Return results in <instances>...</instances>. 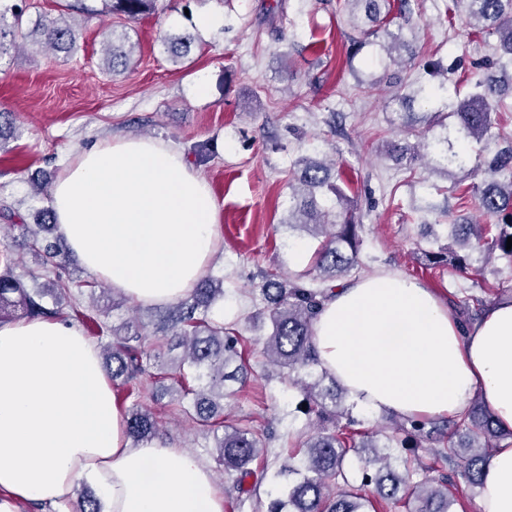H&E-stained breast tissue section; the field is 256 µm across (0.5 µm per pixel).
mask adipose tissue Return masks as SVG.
I'll return each mask as SVG.
<instances>
[{"label": "adipose tissue", "instance_id": "adipose-tissue-1", "mask_svg": "<svg viewBox=\"0 0 512 512\" xmlns=\"http://www.w3.org/2000/svg\"><path fill=\"white\" fill-rule=\"evenodd\" d=\"M51 208L71 254L144 304L185 297L217 248L208 182L150 138H108L70 154ZM322 368L361 406L402 418L461 414L480 394L512 433V299L462 326L422 283L374 274L336 289L314 322ZM89 483L101 512H224L196 454L133 443L98 347L71 322L0 323V512L66 503ZM481 512H512V444L482 475Z\"/></svg>", "mask_w": 512, "mask_h": 512}]
</instances>
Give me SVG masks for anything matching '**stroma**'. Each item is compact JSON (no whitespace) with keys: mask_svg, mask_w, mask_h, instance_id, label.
Instances as JSON below:
<instances>
[{"mask_svg":"<svg viewBox=\"0 0 512 512\" xmlns=\"http://www.w3.org/2000/svg\"><path fill=\"white\" fill-rule=\"evenodd\" d=\"M273 0H162L163 11L124 24L104 14L80 32L73 56L29 53L14 65L0 62V110L11 113L15 132L0 142V206L33 223L49 197L35 198L32 180L55 181L67 153L114 136L155 138L179 148L188 165L209 183L219 215V247L207 268L223 279L224 299L214 319L237 325L252 343L248 377L230 383L224 401L228 422L270 433L269 445L254 462L259 482L241 493L224 476L214 449L196 424L180 413L165 392V381L142 376L135 382L141 405L158 422L161 441L202 457L224 495V512H266L281 493L288 449L309 433L299 410L303 395L287 373H272L263 355L269 325L252 321L267 275L282 280L304 271L294 260L293 242L317 249L319 239L293 235L288 215L294 162L302 156L331 157L357 201L364 230L362 274L392 270L411 277L448 301L454 313L478 293L479 279L499 285L512 298V262L499 259L482 274L452 266L428 268L422 250L449 242L452 224L483 223L472 197L461 186L479 183L484 172L448 176L430 172L425 161L398 163L389 154L394 141L417 145L426 126H404L401 111L424 112L421 101H399L404 83H429V67L440 66L449 88L467 96L486 74L512 79V63L500 59L499 39L466 25L451 13V0H410V13L393 10L402 27L411 70L377 64L378 39H362L359 16L345 0H282V13L267 11ZM223 17L221 26L200 30L186 12ZM127 33L135 43L130 70L104 71L105 33ZM190 34L195 45L183 63L167 50L169 37ZM363 40L351 53L354 40ZM205 77L207 98L191 88ZM82 309L104 321H134L154 329L161 308L112 299L87 285L77 262L62 271Z\"/></svg>","mask_w":512,"mask_h":512,"instance_id":"stroma-1","label":"stroma"}]
</instances>
